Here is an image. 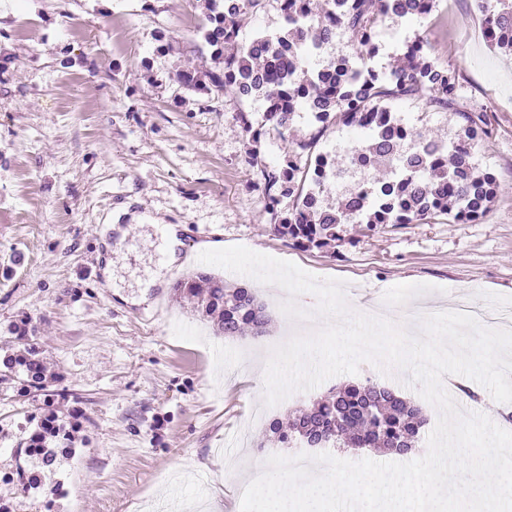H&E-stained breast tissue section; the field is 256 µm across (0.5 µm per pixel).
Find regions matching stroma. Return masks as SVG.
Returning a JSON list of instances; mask_svg holds the SVG:
<instances>
[{
	"label": "stroma",
	"mask_w": 512,
	"mask_h": 512,
	"mask_svg": "<svg viewBox=\"0 0 512 512\" xmlns=\"http://www.w3.org/2000/svg\"><path fill=\"white\" fill-rule=\"evenodd\" d=\"M25 0L0 10V353L27 321L59 397L79 408L73 456L50 469L65 491L52 512H209V492L240 503L257 460L280 451L265 428L336 387L371 380L420 403L427 451L439 412L403 370L332 377L268 407L250 362L270 356L297 321L280 309L259 336L217 334L175 292L198 256L242 245L346 283L348 302L415 303L450 311L458 295L512 308V56L480 36L474 0H439L437 18L380 30L377 69L395 66L393 40L425 37L454 69L461 112L487 116L479 163L500 183L473 223L441 216L419 224L346 227L336 245L302 249L273 233L263 189L244 162L234 113L263 119L259 101L194 89L178 73L219 70L203 39V0ZM411 128L447 139L445 113L419 98L396 104ZM181 225L176 265L159 227ZM43 397L0 381V468L22 460L23 423ZM238 457L233 473L226 455Z\"/></svg>",
	"instance_id": "35a3bbf8"
}]
</instances>
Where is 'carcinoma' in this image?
<instances>
[{
  "label": "carcinoma",
  "mask_w": 512,
  "mask_h": 512,
  "mask_svg": "<svg viewBox=\"0 0 512 512\" xmlns=\"http://www.w3.org/2000/svg\"><path fill=\"white\" fill-rule=\"evenodd\" d=\"M207 2L203 37L223 63L209 74V82L239 99L263 101L269 124L290 126L303 106L317 113L310 133L289 143V152L306 157L305 164L281 168L258 163L256 144L265 134L264 126H254L246 112L236 114L250 144L244 161L256 169L276 234L305 248H323L342 240L344 224H416L442 215L467 223L479 219L495 201L496 177L472 163L478 141L488 134L483 112L458 113V128L446 142V151L427 159L419 171L400 176L398 160L405 144L391 139L393 104L417 97L430 109L448 112L454 110L459 93L455 71L438 62L424 39L405 41L393 78L372 74L357 79L356 60L365 66L378 54L372 34L388 20L430 17L436 0H326L320 8L311 7V0H275L284 26L258 35L249 46L239 42L238 18L263 10L269 0ZM484 13V22L497 30L491 47L511 52L512 0H485ZM338 29L351 33L356 57L338 56L314 73L303 68L306 54L332 42ZM330 124L369 128L371 137L357 145V152L374 173L371 187H358L334 203L314 190L316 166L323 158L315 147ZM383 171L388 173L385 178L380 177ZM284 197L294 198V203L280 212L277 206ZM175 290L226 336L265 332L266 306L250 288L230 287L224 278L200 271L177 282ZM10 332L20 349L0 361L4 372L18 378L25 390H46L37 344L24 328L12 327ZM425 423L422 408L368 381L348 384L297 410L286 423L272 420L269 431L285 447L311 434L325 437L334 448H386L404 455L415 447ZM49 443L69 447L66 425L51 411L40 418L27 447L45 448Z\"/></svg>",
  "instance_id": "carcinoma-1"
}]
</instances>
